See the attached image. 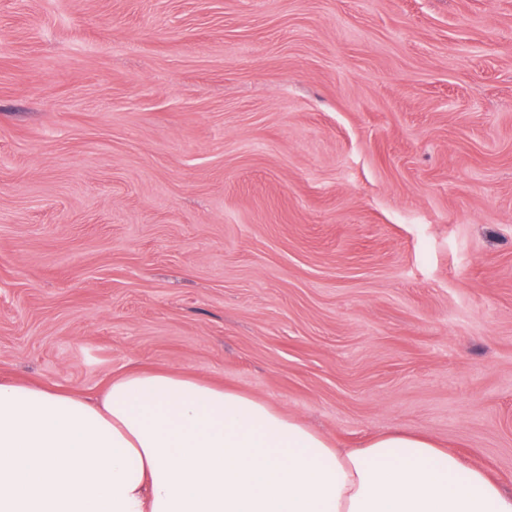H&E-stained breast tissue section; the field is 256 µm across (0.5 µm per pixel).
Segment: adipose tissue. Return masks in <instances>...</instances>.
Masks as SVG:
<instances>
[{
	"mask_svg": "<svg viewBox=\"0 0 512 512\" xmlns=\"http://www.w3.org/2000/svg\"><path fill=\"white\" fill-rule=\"evenodd\" d=\"M0 512H512V491L425 435L343 450L244 392L135 370L94 399L0 378Z\"/></svg>",
	"mask_w": 512,
	"mask_h": 512,
	"instance_id": "adipose-tissue-1",
	"label": "adipose tissue"
}]
</instances>
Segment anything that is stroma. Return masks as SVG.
<instances>
[{
  "instance_id": "1",
  "label": "stroma",
  "mask_w": 512,
  "mask_h": 512,
  "mask_svg": "<svg viewBox=\"0 0 512 512\" xmlns=\"http://www.w3.org/2000/svg\"><path fill=\"white\" fill-rule=\"evenodd\" d=\"M132 369L512 489V0H0V376Z\"/></svg>"
}]
</instances>
